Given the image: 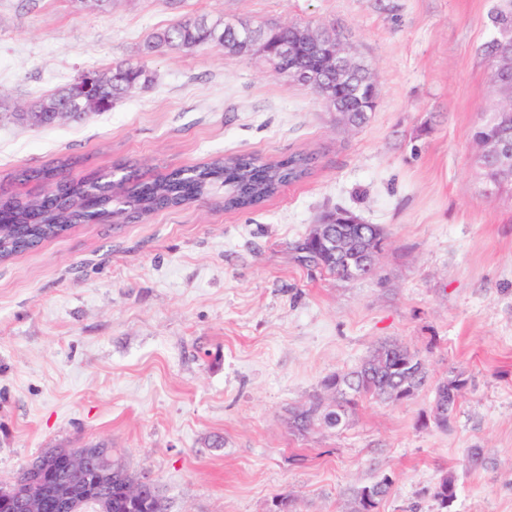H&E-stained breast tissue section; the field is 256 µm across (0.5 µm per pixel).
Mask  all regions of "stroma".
I'll return each instance as SVG.
<instances>
[{"label": "stroma", "instance_id": "1", "mask_svg": "<svg viewBox=\"0 0 512 512\" xmlns=\"http://www.w3.org/2000/svg\"><path fill=\"white\" fill-rule=\"evenodd\" d=\"M499 0H0V191L80 156V178L148 176L231 153L316 156L248 211L224 189L141 221L80 224L0 262V483L48 448H108L168 512H351L382 475L380 512H512V190H488L472 135L497 104L483 51ZM333 25L377 83L357 128L258 56L213 46L142 58L178 16ZM144 62L153 82L108 112L35 128L6 114L79 72ZM339 208L381 225L376 275L342 281L293 245ZM466 380L449 428L431 390L367 402L299 434L293 408L380 344ZM481 449L487 468L466 470ZM454 475L457 498L433 497ZM391 486V479L387 476H384L373 483L357 488L353 491L354 507L352 512H363L360 511L359 508L361 505L363 493L367 488L371 489L375 496L373 501V511L369 512H378L379 505L382 500L389 494Z\"/></svg>", "mask_w": 512, "mask_h": 512}]
</instances>
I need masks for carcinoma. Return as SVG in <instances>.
Masks as SVG:
<instances>
[{
	"instance_id": "cac0c4a2",
	"label": "carcinoma",
	"mask_w": 512,
	"mask_h": 512,
	"mask_svg": "<svg viewBox=\"0 0 512 512\" xmlns=\"http://www.w3.org/2000/svg\"><path fill=\"white\" fill-rule=\"evenodd\" d=\"M505 7L493 17L496 35L486 44L485 52L493 59L499 50V39L505 32L512 33V0H501ZM243 24L229 25L211 22L205 17H183L169 27L155 33L142 48V54L152 56L165 49L198 50L213 44L231 53L248 52L241 38ZM288 38L299 42L296 53L285 61L288 78L301 84V73H319L321 60L309 49L299 30L286 34L277 28H265L264 39L275 45ZM84 75L97 79V92L101 100L111 104L133 89L152 81L151 73L140 64L115 65L105 71H86ZM372 73L361 62L339 79L323 77L310 87L317 96L336 101V109L351 113V125L359 127L368 118L370 109L365 106ZM499 124L493 114L482 120L476 140L486 142L497 136ZM313 154L296 152L277 161H265L252 154H237L216 159L210 163L172 169L155 177H146L133 166L120 164L108 174L79 179L70 178L64 171L77 163L66 157L55 164L39 168H22L13 174L14 180L46 184L52 188L48 194L0 193V260L32 251L44 242L59 237V231L72 229L79 224H98L109 221L134 220L163 209H176L203 198L209 188L217 183L224 186V209L245 211L256 208L276 196L291 183L307 177L313 167ZM336 235L353 242L351 251L327 261L306 255H295V260L309 268H319L341 280H356L361 270L365 246L384 238L379 224H338ZM371 357L384 362L388 372L378 374L363 362L358 368L338 374L329 383L338 386L335 422L344 424L348 412L365 399L385 400L383 389L389 385L409 396H414L430 386L425 360L418 351L402 344H382ZM466 381L454 375L434 386V400L442 411L434 416L437 426L446 429L456 410ZM328 423L323 418L319 401L293 411L292 424L298 433H306L316 425ZM137 481L136 476L119 462L112 464V485L108 493L112 499L111 512H167L166 500L159 489L149 487L138 501L129 500L124 491L126 484ZM392 486L387 476L361 486L353 491L352 512H360L365 490L374 494L373 512H378L382 500ZM434 497L446 509L456 498V480L446 476L438 483Z\"/></svg>"
}]
</instances>
